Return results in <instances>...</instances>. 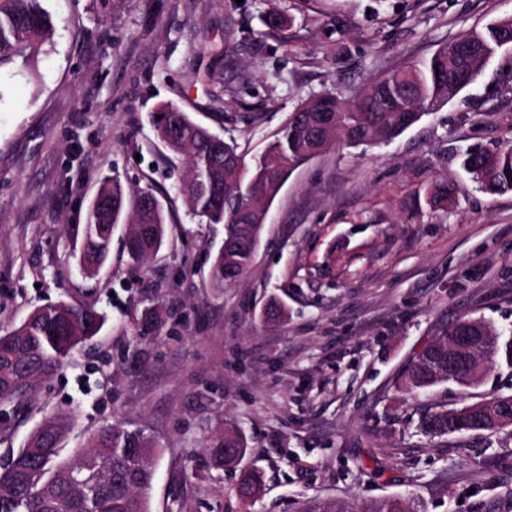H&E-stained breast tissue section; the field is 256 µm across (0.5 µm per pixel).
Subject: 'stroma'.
<instances>
[{
	"label": "stroma",
	"mask_w": 512,
	"mask_h": 512,
	"mask_svg": "<svg viewBox=\"0 0 512 512\" xmlns=\"http://www.w3.org/2000/svg\"><path fill=\"white\" fill-rule=\"evenodd\" d=\"M54 49L36 75L0 69V334L65 299L103 308L100 334L10 408L0 466L63 412L61 459L101 426L148 436L151 512H304L340 500H406L411 512H494L512 499V426L429 438L419 413L512 393V371L472 388L397 391L452 318L512 329V192L481 191L460 154L512 140V49L393 143H335L273 201L247 272L217 288L224 227L178 189L185 157L150 116L173 102L259 155L300 100L357 99L389 72L512 16V0H43ZM288 17L268 27L269 14ZM153 189L169 232L141 269L112 231L100 272L77 266L100 181ZM445 182L451 201L435 204ZM159 306L152 336L134 329ZM283 305L276 326L268 305ZM239 431L238 463L212 436ZM261 485L243 502L242 477Z\"/></svg>",
	"instance_id": "1"
}]
</instances>
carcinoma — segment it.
Wrapping results in <instances>:
<instances>
[{"instance_id":"1","label":"carcinoma","mask_w":512,"mask_h":512,"mask_svg":"<svg viewBox=\"0 0 512 512\" xmlns=\"http://www.w3.org/2000/svg\"><path fill=\"white\" fill-rule=\"evenodd\" d=\"M512 28V17L499 18L482 30L462 35L428 60L393 72L372 85L357 102L345 104L334 94L311 98L289 113L288 121L263 154L248 163L233 140H226L196 122L173 103L153 113L157 137L168 136L167 125L181 116L185 136L165 146L186 156L189 175L181 187L192 213L207 224L224 225V249L213 260L216 286L232 283L250 267L261 242L267 211L281 184L297 168L324 152L337 139L354 148L387 144L421 121L431 100L445 99L460 86L434 80L465 68L475 83L479 60L498 49L502 31ZM54 21L42 0H0V67L19 63L32 68L51 44ZM463 166L479 188L491 195L512 191V144L465 153ZM96 197L112 200L109 211L92 207L82 228L80 271L93 275L109 259L116 220H137L141 202L154 198L150 188L127 192L117 180L103 182ZM167 231L165 205L151 224L136 225L127 241L130 259L139 264L150 256L152 241L163 244ZM108 316L94 305L60 300L36 307L14 329L0 335V403H20L38 381L50 377L79 344L96 336ZM473 321L499 340L484 347L481 359L493 369H512V349L505 331L483 319H453L438 340L429 343L410 362L403 375V391L424 392L448 377V337ZM469 404L430 407L419 420L428 437H446L448 428L465 429L471 423ZM68 420L47 417L30 434L26 452L10 456L0 470V512H150L154 479L152 460L159 449L140 433L105 425L71 460L59 459V443ZM214 457L231 465L244 452L237 434L213 437ZM358 512H409L406 501L387 498L365 503Z\"/></svg>"}]
</instances>
